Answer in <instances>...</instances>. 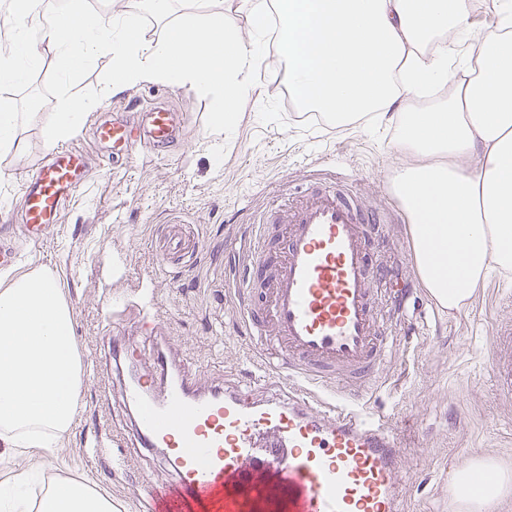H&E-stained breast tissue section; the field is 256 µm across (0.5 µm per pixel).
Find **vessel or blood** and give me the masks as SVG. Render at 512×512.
<instances>
[{
    "instance_id": "b4317fda",
    "label": "vessel or blood",
    "mask_w": 512,
    "mask_h": 512,
    "mask_svg": "<svg viewBox=\"0 0 512 512\" xmlns=\"http://www.w3.org/2000/svg\"><path fill=\"white\" fill-rule=\"evenodd\" d=\"M141 124L95 128L113 153L172 146L174 111L155 106ZM88 176L84 154L64 147L34 171L22 222L40 243ZM283 245L256 246L233 287L243 289L242 316L269 371L294 384L292 396L254 399L217 385L194 389L172 349L160 345L156 378L126 379L123 400L137 412L142 444L165 451L175 483L150 482L152 512H403L398 434L348 386L378 376L389 329L382 302L404 297L377 285L369 247L381 217L345 191L307 193L284 217ZM512 324H497L487 364L500 394L512 396Z\"/></svg>"
}]
</instances>
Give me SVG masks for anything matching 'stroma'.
Returning a JSON list of instances; mask_svg holds the SVG:
<instances>
[{"label": "stroma", "instance_id": "1", "mask_svg": "<svg viewBox=\"0 0 512 512\" xmlns=\"http://www.w3.org/2000/svg\"><path fill=\"white\" fill-rule=\"evenodd\" d=\"M112 58H95L78 74H60L52 60L31 70L25 83L0 87V100L22 116L24 154L0 153V244L19 258L0 276L49 270L73 314L74 339L84 375L80 410L57 448L39 454L0 456V478L38 472L43 484L85 479L112 498L113 512H148L143 494L162 462L160 449L138 448L133 416L121 386L109 376L112 337L124 348L149 353L136 328L145 308L158 318V335L178 348L197 374L200 390L216 384L254 387L260 397L284 393L277 377L255 378L259 360L245 334L239 297L224 271L246 259L251 227L260 215L281 214L298 203L311 183L344 182L372 212L391 213L375 243L374 265L409 291L394 311L395 338L382 375L363 399L397 428L400 478L406 512H450L452 470L475 456L512 469V398L497 391L485 359L496 322L512 321V279L491 273L472 303L456 312L441 309L422 287L411 257L407 217L390 177L400 163L397 128H339L307 118L286 100V62L267 44L253 73L263 90L247 102L235 130L214 123L212 97L187 87L145 83L103 98ZM79 98L100 100L66 139L87 157L89 176L39 245L28 244L18 220L21 192L35 167L48 157L42 130L61 87ZM165 99L178 111L180 138L167 152L138 149L114 158L98 145V121L135 120L126 109ZM198 243L196 255L178 258L166 242L170 222ZM123 304L115 313L102 305L107 289ZM112 440L98 448L101 435Z\"/></svg>", "mask_w": 512, "mask_h": 512}]
</instances>
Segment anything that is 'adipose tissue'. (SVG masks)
<instances>
[{
  "label": "adipose tissue",
  "mask_w": 512,
  "mask_h": 512,
  "mask_svg": "<svg viewBox=\"0 0 512 512\" xmlns=\"http://www.w3.org/2000/svg\"><path fill=\"white\" fill-rule=\"evenodd\" d=\"M492 21L469 24L470 0H136L92 13L69 0H15L0 19V86L23 83L54 51L75 74L99 53L112 56L106 88L146 82L187 86L214 97L218 126H237L243 104L260 98L251 74L276 16L288 79L302 106L339 126L369 114L399 126L402 161L391 179L408 218L420 282L442 308L467 305L490 272L512 273V0H491ZM174 16L163 38H147L141 12ZM250 34H242V22ZM448 89L431 106L402 104ZM93 100L60 89L43 129L52 149L72 136ZM82 361L72 310L43 272L0 289V444L54 448L79 411ZM19 478L0 480V512H112V499L83 480H62L32 497ZM458 512H490L512 491V471L489 457L457 468Z\"/></svg>",
  "instance_id": "obj_1"
}]
</instances>
